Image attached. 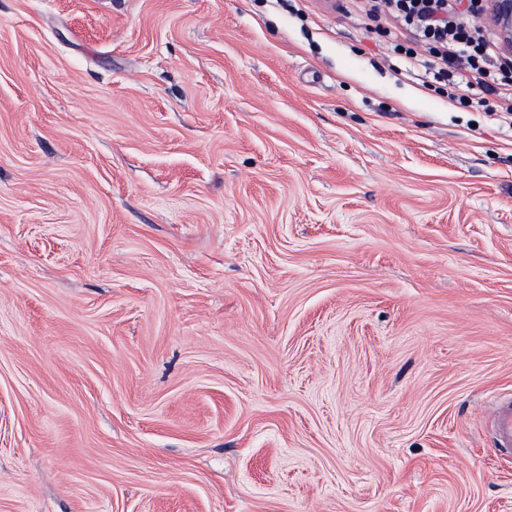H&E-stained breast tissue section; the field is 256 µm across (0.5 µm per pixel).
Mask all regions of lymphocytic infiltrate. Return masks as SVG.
<instances>
[{
    "instance_id": "lymphocytic-infiltrate-1",
    "label": "lymphocytic infiltrate",
    "mask_w": 512,
    "mask_h": 512,
    "mask_svg": "<svg viewBox=\"0 0 512 512\" xmlns=\"http://www.w3.org/2000/svg\"><path fill=\"white\" fill-rule=\"evenodd\" d=\"M360 17L385 37L389 52L422 63L451 88L506 93L512 115V57L492 62L483 21L486 0H354Z\"/></svg>"
}]
</instances>
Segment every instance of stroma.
Segmentation results:
<instances>
[{
  "instance_id": "1",
  "label": "stroma",
  "mask_w": 512,
  "mask_h": 512,
  "mask_svg": "<svg viewBox=\"0 0 512 512\" xmlns=\"http://www.w3.org/2000/svg\"><path fill=\"white\" fill-rule=\"evenodd\" d=\"M339 0H0V512H512V129ZM492 434L495 448L512 453V398L501 399L496 403Z\"/></svg>"
}]
</instances>
